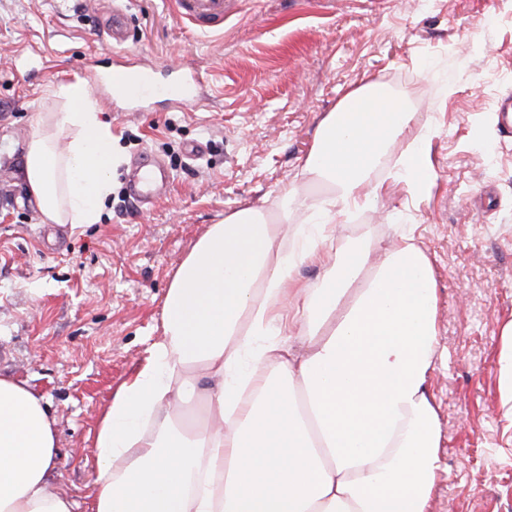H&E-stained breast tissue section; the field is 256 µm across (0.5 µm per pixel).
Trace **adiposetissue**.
I'll return each instance as SVG.
<instances>
[{"instance_id":"adipose-tissue-1","label":"adipose tissue","mask_w":512,"mask_h":512,"mask_svg":"<svg viewBox=\"0 0 512 512\" xmlns=\"http://www.w3.org/2000/svg\"><path fill=\"white\" fill-rule=\"evenodd\" d=\"M28 140L22 175L48 224H95L121 161L87 82ZM399 139L415 191L428 136L409 102L377 83L321 120L276 213L244 207L179 261L162 336L112 396L95 445L92 512H429L443 469L430 393L439 297L431 259L402 228L336 246V226L382 191L373 174ZM311 222L288 234V215ZM319 267V283L298 279ZM55 421L45 399L0 373V512H75L52 490Z\"/></svg>"}]
</instances>
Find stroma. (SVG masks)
I'll list each match as a JSON object with an SVG mask.
<instances>
[{
  "label": "stroma",
  "mask_w": 512,
  "mask_h": 512,
  "mask_svg": "<svg viewBox=\"0 0 512 512\" xmlns=\"http://www.w3.org/2000/svg\"><path fill=\"white\" fill-rule=\"evenodd\" d=\"M125 12L119 55L154 69L206 73L204 98L100 99L122 163L97 224L42 221L20 176L57 83L88 79L103 11ZM377 82L403 95L431 131L427 194L395 165L375 173V204L336 227V242L381 244L408 226L427 249L439 295L431 391L444 469L430 512H512V407L499 393V332L512 320V136L498 109L512 94V0H231L220 31L178 20L169 0H0V372L42 394L55 420V489L91 512L95 435L111 397L162 334L180 259L208 225L243 207L277 209L302 176L315 133L345 93ZM453 94H445L446 86ZM204 148L188 155L189 144ZM164 162L170 182L131 199L132 163Z\"/></svg>",
  "instance_id": "stroma-1"
}]
</instances>
